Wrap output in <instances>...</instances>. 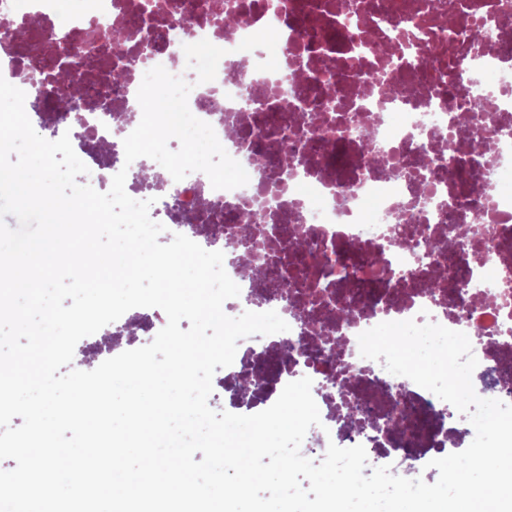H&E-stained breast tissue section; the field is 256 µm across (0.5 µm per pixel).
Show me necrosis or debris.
Masks as SVG:
<instances>
[{
  "label": "necrosis or debris",
  "mask_w": 512,
  "mask_h": 512,
  "mask_svg": "<svg viewBox=\"0 0 512 512\" xmlns=\"http://www.w3.org/2000/svg\"><path fill=\"white\" fill-rule=\"evenodd\" d=\"M366 2L279 0L273 15L266 0H153L145 21L140 0H0V76L69 134L84 184L100 190L126 171L127 192L168 211L161 241L179 233L223 252L240 287L225 311L274 310L289 324L239 340L227 375L256 371L269 399L312 379L321 423L305 457L360 444L414 479L424 448L446 449L455 408L363 358L358 336L410 319L463 332L477 395L512 404V0ZM102 29L121 34L113 54ZM65 43L82 54L83 105L68 113L47 92ZM158 65L191 84V113L247 185L216 190L201 172L177 182L152 159L126 163L137 92ZM478 100L490 106L476 113L480 150L451 120Z\"/></svg>",
  "instance_id": "1"
}]
</instances>
